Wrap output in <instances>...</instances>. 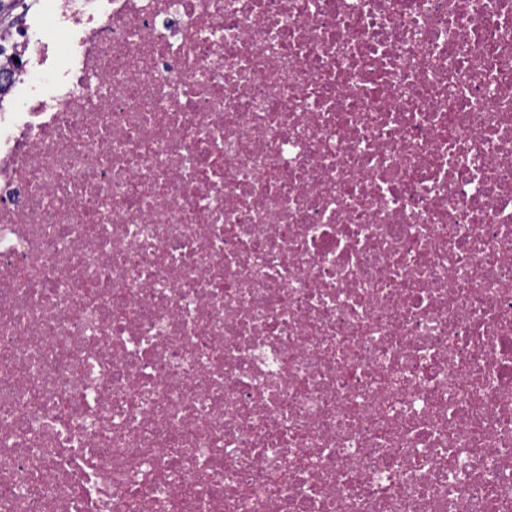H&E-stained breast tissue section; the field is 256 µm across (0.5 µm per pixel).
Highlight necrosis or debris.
<instances>
[{
    "instance_id": "1",
    "label": "necrosis or debris",
    "mask_w": 512,
    "mask_h": 512,
    "mask_svg": "<svg viewBox=\"0 0 512 512\" xmlns=\"http://www.w3.org/2000/svg\"><path fill=\"white\" fill-rule=\"evenodd\" d=\"M35 3L0 512H512V0Z\"/></svg>"
}]
</instances>
